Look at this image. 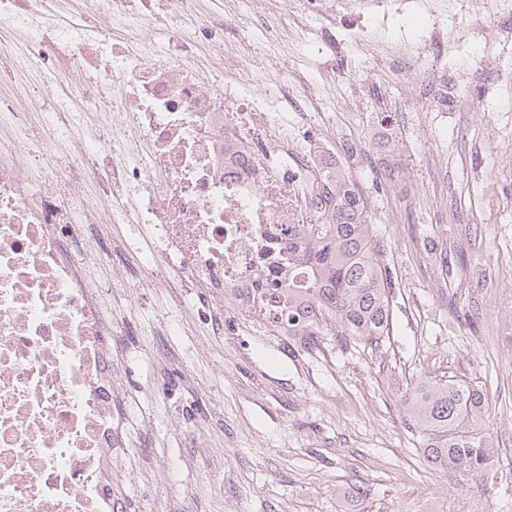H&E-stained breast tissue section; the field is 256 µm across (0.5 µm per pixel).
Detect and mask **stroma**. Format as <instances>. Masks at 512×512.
<instances>
[{"instance_id":"1","label":"stroma","mask_w":512,"mask_h":512,"mask_svg":"<svg viewBox=\"0 0 512 512\" xmlns=\"http://www.w3.org/2000/svg\"><path fill=\"white\" fill-rule=\"evenodd\" d=\"M69 18L146 53L172 41L170 0L126 25L67 0ZM204 83L261 97L288 149L322 146L363 190L385 245L394 320L380 348L306 351L259 334L232 302L151 282L139 224L82 228L91 282L118 331L112 499L121 512H512V0H194L180 26ZM0 46V95L42 102ZM398 163L399 178L383 184ZM180 321L170 335V321ZM443 376L480 389L493 465L429 464L400 403Z\"/></svg>"}]
</instances>
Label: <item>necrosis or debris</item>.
Segmentation results:
<instances>
[{"mask_svg":"<svg viewBox=\"0 0 512 512\" xmlns=\"http://www.w3.org/2000/svg\"><path fill=\"white\" fill-rule=\"evenodd\" d=\"M21 29L31 64L81 72L41 114L53 142L81 150L61 174L54 153L27 148L30 112L0 99V512H113L112 324L69 255L77 225L99 216L68 175L97 177L106 195L136 188L138 204L113 223L149 225L174 274L284 336L263 291L288 277L289 225L309 221L296 182L311 160L289 158L262 100L201 85L177 50L148 61L93 26H50L40 0H0V31ZM105 84L121 87L119 101L99 97ZM92 112L103 117L94 133Z\"/></svg>","mask_w":512,"mask_h":512,"instance_id":"necrosis-or-debris-1","label":"necrosis or debris"}]
</instances>
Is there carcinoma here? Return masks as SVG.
I'll return each mask as SVG.
<instances>
[{
	"instance_id": "carcinoma-1",
	"label": "carcinoma",
	"mask_w": 512,
	"mask_h": 512,
	"mask_svg": "<svg viewBox=\"0 0 512 512\" xmlns=\"http://www.w3.org/2000/svg\"><path fill=\"white\" fill-rule=\"evenodd\" d=\"M316 173L299 181L310 213L288 225V282L269 294L288 335L303 348L334 336L342 347H378L393 329V291L381 264L383 242L372 234L367 199L338 159L312 157ZM484 401L463 381L426 379L401 395L408 429L418 434L424 458L437 466L481 472L494 461L493 438L473 427Z\"/></svg>"
}]
</instances>
